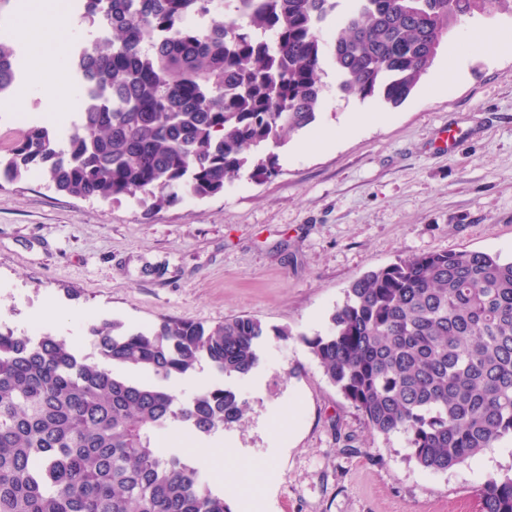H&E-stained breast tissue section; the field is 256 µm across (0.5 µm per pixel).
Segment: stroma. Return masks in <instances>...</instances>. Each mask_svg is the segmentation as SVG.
Returning a JSON list of instances; mask_svg holds the SVG:
<instances>
[{"label":"stroma","instance_id":"1","mask_svg":"<svg viewBox=\"0 0 512 512\" xmlns=\"http://www.w3.org/2000/svg\"><path fill=\"white\" fill-rule=\"evenodd\" d=\"M512 29V16L464 18L448 45L482 29ZM23 72L0 95V152L19 134L17 112L47 125L74 120L76 100L48 109L53 68L34 70L13 37ZM324 103L308 128L277 147L276 175L241 172L213 197L148 209L144 195L84 200L58 192L40 171L0 179V323L16 335L93 346L90 322L148 328L164 318L207 326L249 315L288 327L267 337L246 381L229 380L247 404L241 422L213 434L235 465L256 473L263 512H476L488 476L512 474V436L445 473L407 458L404 438L373 433L314 361L302 335L325 332L352 281L424 253L512 256V54L473 52L441 92L429 80L403 102L341 97L325 70ZM380 112L328 148L302 142L336 130L349 113ZM462 135L444 149L448 127ZM46 301L61 312L38 323Z\"/></svg>","mask_w":512,"mask_h":512}]
</instances>
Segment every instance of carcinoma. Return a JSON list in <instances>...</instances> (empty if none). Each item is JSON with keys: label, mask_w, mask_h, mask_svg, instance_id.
I'll list each match as a JSON object with an SVG mask.
<instances>
[{"label": "carcinoma", "mask_w": 512, "mask_h": 512, "mask_svg": "<svg viewBox=\"0 0 512 512\" xmlns=\"http://www.w3.org/2000/svg\"><path fill=\"white\" fill-rule=\"evenodd\" d=\"M107 26L76 61L86 88L64 140L42 125L0 153V177L38 168L59 191L108 200L142 193L161 211L224 191L241 171L267 179L275 153L310 126L321 73L361 100L398 104L448 31L512 0H83ZM15 81L0 40V93ZM95 354L0 324V512H232L203 472L158 446L182 425L211 435L246 402L213 384L173 382L207 365L224 378L261 363L254 317L214 327L164 319L149 329L88 326ZM329 382L380 435L405 437L432 472L512 434V259L460 251L413 255L351 283L327 332L301 336ZM135 371L143 379L128 376ZM478 512H512V475L474 491Z\"/></svg>", "instance_id": "cac0c4a2"}]
</instances>
